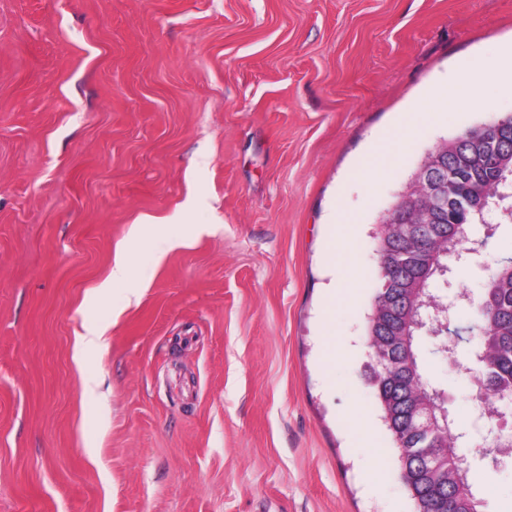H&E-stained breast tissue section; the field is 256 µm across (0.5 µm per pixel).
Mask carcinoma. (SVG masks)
<instances>
[{
  "mask_svg": "<svg viewBox=\"0 0 512 512\" xmlns=\"http://www.w3.org/2000/svg\"><path fill=\"white\" fill-rule=\"evenodd\" d=\"M490 134L481 141L473 140L463 132L436 146L430 155H439L448 167L451 188L448 193V208L437 216L434 224H415L413 231L425 235L426 251L410 247L407 236L391 232L389 222L401 213L412 210L410 185L380 220L377 235L379 262L396 266L391 276H377L378 284L367 320L368 342H376L385 349L389 362L404 368L413 361L421 375L422 384L399 386L396 381L376 382V372L368 367L367 382L375 390L382 417L391 435L394 452L401 471L412 482L413 490L424 504V512H434L442 498L451 499L457 512H470L471 501L478 499V491L472 471L481 461L494 466L493 455L485 452L480 457H471L465 474L456 477L452 464L466 454L465 439L453 420H448V431L436 433L433 441L425 443L423 434L413 430L411 422L418 406L426 400L424 385L430 384L424 376L416 343L404 346L391 344L389 328L406 323L416 305L415 289L428 288L436 278L451 272L449 263L464 250L466 235L454 230L457 224H474L478 216L464 214L456 207V200L468 197L477 202L485 196L496 198L502 189L501 180L512 182V114L495 118L491 122ZM475 320L467 331L478 342L477 352L487 353V362L474 364V354H468V362L481 373L484 382L494 386L486 395L485 414L494 419L502 414L499 402L512 398V256L503 259L487 277L482 294L471 301ZM435 454L440 464L427 470L420 464L419 454L425 451Z\"/></svg>",
  "mask_w": 512,
  "mask_h": 512,
  "instance_id": "carcinoma-1",
  "label": "carcinoma"
}]
</instances>
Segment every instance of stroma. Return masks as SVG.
Here are the masks:
<instances>
[{"instance_id": "obj_1", "label": "stroma", "mask_w": 512, "mask_h": 512, "mask_svg": "<svg viewBox=\"0 0 512 512\" xmlns=\"http://www.w3.org/2000/svg\"><path fill=\"white\" fill-rule=\"evenodd\" d=\"M511 41L512 0H0V512H413L363 376L376 232L436 145L512 113L493 79L431 95ZM468 236L448 292L476 297L512 220ZM419 347L484 451L468 376ZM477 480L512 512L511 462ZM490 65L485 59L467 58L456 65L451 83L454 89V104L463 108L474 104L477 93L489 77ZM350 264L345 257L336 260L333 263L331 270V282L328 289V297L330 301L344 302L346 299L352 296L351 288H347V282L352 283V279L349 278Z\"/></svg>"}]
</instances>
